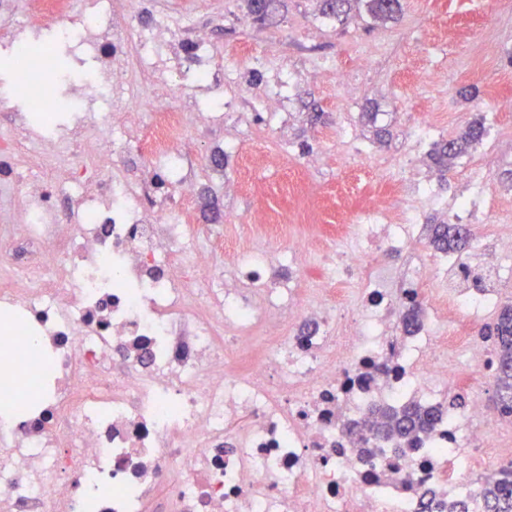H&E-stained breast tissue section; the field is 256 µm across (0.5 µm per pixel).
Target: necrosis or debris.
Listing matches in <instances>:
<instances>
[{
  "label": "necrosis or debris",
  "mask_w": 512,
  "mask_h": 512,
  "mask_svg": "<svg viewBox=\"0 0 512 512\" xmlns=\"http://www.w3.org/2000/svg\"><path fill=\"white\" fill-rule=\"evenodd\" d=\"M63 13L62 38L101 61L74 101L112 107L58 138L16 110L0 136V512H444L462 496L482 512V484L512 467L499 445L512 416L450 397L495 374L475 331L512 279V227L473 234V259L423 258L422 196L400 218L379 197L340 225L334 253L307 237L271 251L281 216L262 210L260 234L218 255L184 214L199 189L185 147L216 113L186 110L170 84L128 140L142 125L117 81L143 41L142 71L161 74L167 51L206 79L207 39L112 0H37L26 24ZM388 254L409 258L394 288L378 272ZM340 284L349 304L331 301ZM415 307L425 316L404 333ZM410 402L440 413L413 442L367 427Z\"/></svg>",
  "instance_id": "1"
}]
</instances>
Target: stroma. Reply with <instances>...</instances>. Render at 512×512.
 <instances>
[{"label":"stroma","instance_id":"stroma-1","mask_svg":"<svg viewBox=\"0 0 512 512\" xmlns=\"http://www.w3.org/2000/svg\"><path fill=\"white\" fill-rule=\"evenodd\" d=\"M146 22L169 13L187 16L198 33L214 46L215 74L211 83H197L192 72L174 71L184 86L186 107L223 105L249 113L248 133L237 132L232 118L199 127L186 150L190 167L200 177L201 191L190 204L194 223L214 225V239L225 249L245 244L256 232L250 223L251 212L267 208L289 213L286 225L272 231L269 244L280 249L291 239L302 236L321 238L335 246L332 225L342 219H354L375 196H382L395 211L407 205L408 192L415 189V178L434 180L435 204L424 206L425 224L452 222V205L467 190V174L480 161L483 143H474L468 153L455 160L446 176H438L428 154H421L414 171L389 176L375 165L379 156L401 154L408 150L417 130L434 122L435 140L464 133L474 121L498 130L494 143L498 154L512 155V111L498 107L492 88L498 79L512 75V0H401V11L394 20L376 21L370 17H352L346 22L325 20L319 0H285L277 25H255L243 30L235 16L247 12L246 0H135ZM389 36L392 54L378 62L373 70L357 73L351 51L353 42L370 43ZM274 58L291 73L288 123L269 124L255 102L264 91L268 78L261 62ZM336 63L355 70L354 83L337 89L330 76L311 75L310 60ZM54 62L63 64L53 88L64 103L57 120H70L68 74L75 70L97 68L93 54L75 57L63 41L54 44ZM237 69L242 84L230 88L224 84L225 68ZM425 70L445 73L446 81L419 87L418 75ZM379 112L390 134L376 139L366 115ZM360 144V152L344 161L340 130ZM287 144L290 155H274L280 144ZM253 153V190L228 200L225 180L236 176V150ZM223 153V169L207 175L208 159ZM317 189L311 203L314 219L294 218L299 203L287 189L297 173ZM486 194L499 198L497 211L476 214L475 223L483 233L497 229L499 219L512 216V168L500 165L490 174Z\"/></svg>","mask_w":512,"mask_h":512}]
</instances>
